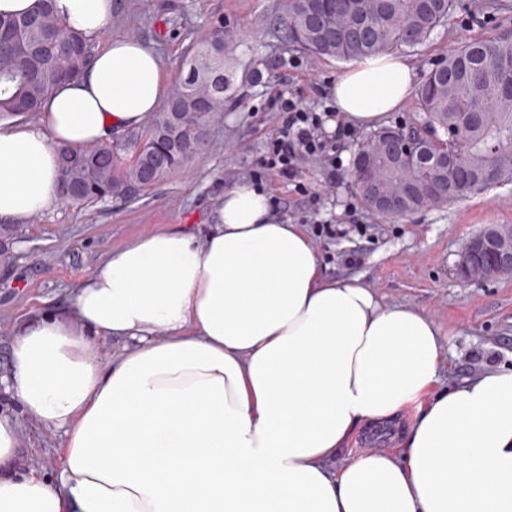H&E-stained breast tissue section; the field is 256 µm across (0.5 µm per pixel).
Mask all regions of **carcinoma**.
<instances>
[{
  "instance_id": "carcinoma-1",
  "label": "carcinoma",
  "mask_w": 512,
  "mask_h": 512,
  "mask_svg": "<svg viewBox=\"0 0 512 512\" xmlns=\"http://www.w3.org/2000/svg\"><path fill=\"white\" fill-rule=\"evenodd\" d=\"M282 0L285 38L311 54L341 61L414 52L446 26L455 0ZM236 37L209 35L188 52L185 76L163 111L144 133L60 149L59 178L77 191V202L143 190L200 156L211 123L224 112L234 87ZM91 58L90 39L68 28L55 0H37L27 14H0V117L36 113L42 97L63 77H76ZM512 39L469 38L449 53L444 67L429 71L415 94L427 116L423 130L445 138L428 140L429 159L407 169L381 163L378 179L388 191L406 179L425 181L448 158L485 176L479 190L512 182ZM472 192L457 188L440 198L420 197L409 210L443 207Z\"/></svg>"
}]
</instances>
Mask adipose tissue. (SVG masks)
Segmentation results:
<instances>
[{"label":"adipose tissue","mask_w":512,"mask_h":512,"mask_svg":"<svg viewBox=\"0 0 512 512\" xmlns=\"http://www.w3.org/2000/svg\"><path fill=\"white\" fill-rule=\"evenodd\" d=\"M93 37L112 0H56ZM394 56L336 80L340 115L371 125L410 95ZM166 88L158 53L112 40L48 93L36 121L0 120V221L55 205L58 146L139 127ZM122 342L118 361L93 353ZM441 330L327 277L303 228L265 190L225 187L208 228L145 234L111 252L68 316L16 328L5 388L62 430L58 479L16 470L0 419V512H512V369L441 387ZM416 414L398 448L345 453L362 427Z\"/></svg>","instance_id":"ef3b65f1"}]
</instances>
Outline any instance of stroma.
<instances>
[{"label":"stroma","mask_w":512,"mask_h":512,"mask_svg":"<svg viewBox=\"0 0 512 512\" xmlns=\"http://www.w3.org/2000/svg\"><path fill=\"white\" fill-rule=\"evenodd\" d=\"M279 0H113L112 22L91 37L92 52L115 38L156 43L166 81L183 76L182 57L215 23L237 35L235 88L210 129L205 155L150 189L130 197L60 202L0 237V375L11 366L16 326L31 317L71 309L76 288L108 253L165 228H206L210 199L224 187L264 188L283 222L302 225L330 278H360L383 304L413 306L441 330L442 383L512 368V276L466 281L457 263L467 239L490 226L512 227V182L467 195L448 206L385 219L368 210L350 178L354 148L336 175L307 165L297 178L261 167L279 127V95L308 102L331 97L344 62L315 58L275 32ZM512 31V0H459L449 24L416 53L402 58L416 78L443 61L461 38ZM367 225L366 235L316 236L315 222ZM357 252L359 262L343 261ZM0 417L15 422L24 467L56 478L62 431L30 418L0 388Z\"/></svg>","instance_id":"1"}]
</instances>
